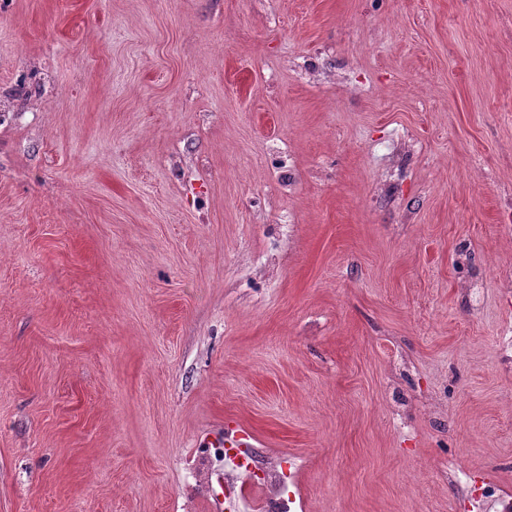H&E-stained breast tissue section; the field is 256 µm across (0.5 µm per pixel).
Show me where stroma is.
Instances as JSON below:
<instances>
[{
	"label": "stroma",
	"mask_w": 512,
	"mask_h": 512,
	"mask_svg": "<svg viewBox=\"0 0 512 512\" xmlns=\"http://www.w3.org/2000/svg\"><path fill=\"white\" fill-rule=\"evenodd\" d=\"M509 214L512 0H0V512H506ZM285 478L286 474L281 469L280 472L277 471L276 474L271 476L269 482L267 481L262 484L266 497L270 499L271 508L276 512H288L290 510L289 503H292L290 496L288 494L285 495L280 489L286 483Z\"/></svg>",
	"instance_id": "35a3bbf8"
}]
</instances>
